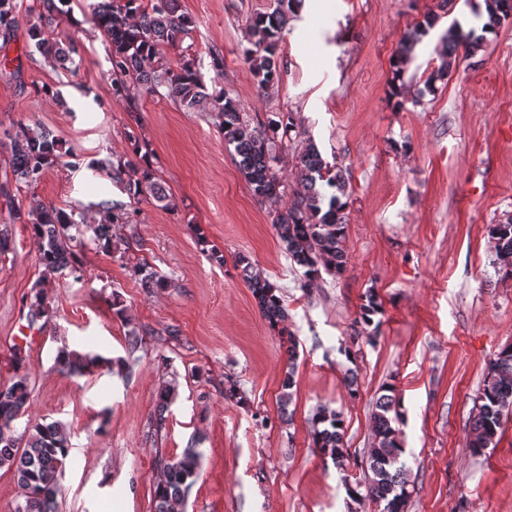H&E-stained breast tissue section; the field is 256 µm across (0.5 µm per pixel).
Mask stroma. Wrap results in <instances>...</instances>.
<instances>
[{"label":"stroma","mask_w":512,"mask_h":512,"mask_svg":"<svg viewBox=\"0 0 512 512\" xmlns=\"http://www.w3.org/2000/svg\"><path fill=\"white\" fill-rule=\"evenodd\" d=\"M33 0H18L20 24L7 54L21 78L0 79V129L41 123L62 143L60 158L32 188L17 190L8 145H0V225L14 247L0 257V385L36 288L50 301L25 352L30 412L18 420L61 422L72 449L56 512H154L158 458L188 446L200 474L185 512H381L351 500L373 446L372 413L384 385L402 402L410 496L405 512H512V415L497 447L472 455L469 423L491 359L512 344V278L494 262L491 225L512 220V21L470 55H459L434 92L423 81L440 63L451 22L479 27L467 0H305L277 53L280 79L260 90L248 61L247 24L275 0H181L194 19L170 61L195 55L204 82L236 97L251 125L292 113L324 158L346 178L349 197L343 274L307 281L283 252L267 205L255 198L213 113L188 111L164 92L144 96L137 114L112 99L109 46L87 0H72L54 34L78 42L59 69L25 56ZM428 13L437 26L390 96L391 61L405 33ZM218 49L224 74L209 57ZM51 85L54 97L36 95ZM147 144L169 207L130 200L105 156ZM38 200L74 214L70 233L86 277L49 272L16 215ZM120 203L129 223L116 250L97 246L101 200ZM220 251L223 262L211 259ZM276 283L288 309L286 332L269 327L240 276L239 257ZM148 265L166 285L147 291L135 273ZM383 304L375 343L357 323L368 290ZM124 317H117L113 298ZM177 335H168V328ZM126 376L62 370L59 347L127 358ZM298 367L281 404L289 337ZM355 389H348V375ZM241 396H225L227 383ZM176 388L158 410L162 384ZM340 413L349 462L338 469L311 442V417ZM163 425H156L157 414Z\"/></svg>","instance_id":"stroma-1"}]
</instances>
